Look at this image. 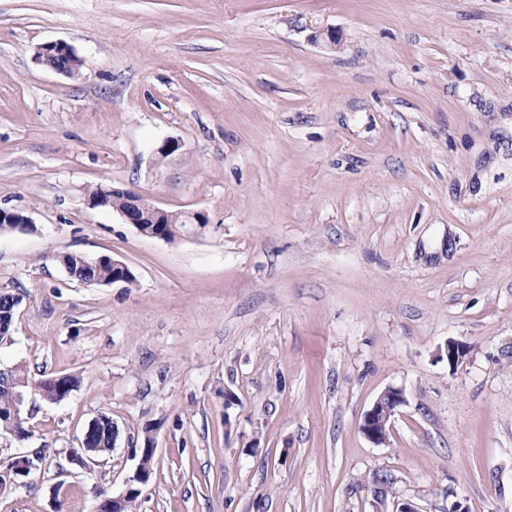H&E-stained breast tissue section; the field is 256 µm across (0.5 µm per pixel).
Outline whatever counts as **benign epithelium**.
Returning a JSON list of instances; mask_svg holds the SVG:
<instances>
[{"label": "benign epithelium", "mask_w": 512, "mask_h": 512, "mask_svg": "<svg viewBox=\"0 0 512 512\" xmlns=\"http://www.w3.org/2000/svg\"><path fill=\"white\" fill-rule=\"evenodd\" d=\"M37 58L42 63L51 67L54 71L65 76H73L79 72L82 59L74 49L64 41H49L37 48ZM122 196V205L114 206V209L129 224H132L142 235L149 238H156L171 241L180 233V228L191 225L203 228L207 224L206 216L197 211L192 212H171L153 205L137 193L119 187H100L95 190V195L88 196L87 204L91 208L104 207L110 196ZM32 219L23 212L15 209L0 208V231L4 230H26L32 227ZM176 225L173 232H168V226ZM469 353V347L462 342L450 341L446 344L445 354L448 366L456 368L462 363ZM406 402L404 392L398 388L389 387L385 389L375 400L371 408L364 414L360 423V431L365 438L374 445L383 444L390 432L392 422L399 407ZM106 419L101 414L88 425V430L83 434L80 446L73 449L71 459L78 465H85V462L102 453L111 452L106 448H90V429L97 423ZM154 447V444H149ZM147 447V448H149ZM147 448L140 449L139 463L134 474L127 480L128 488L121 496H112L102 499L97 512H124L123 507L126 501L133 495L140 492V487L145 486L151 480V468L147 455ZM36 465L27 456L19 457L9 462L5 469L0 471L4 480L0 481V494L9 490L16 479L25 477Z\"/></svg>", "instance_id": "7a95c632"}]
</instances>
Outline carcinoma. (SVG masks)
Here are the masks:
<instances>
[{
	"mask_svg": "<svg viewBox=\"0 0 512 512\" xmlns=\"http://www.w3.org/2000/svg\"><path fill=\"white\" fill-rule=\"evenodd\" d=\"M71 279L91 284L112 282V262L105 261L97 266H91L77 253L69 254L64 259ZM16 314V297L10 294H0V345L11 338V331ZM23 386L26 390L38 389L47 401L58 403L65 399L77 385L78 378L68 374L57 382L53 379H42L38 382L20 375L14 370L0 371V435H8L16 440L29 432L28 414L20 412L15 416L12 409L15 404L14 387ZM90 443L96 448L112 447V432L110 424L101 423L90 436Z\"/></svg>",
	"mask_w": 512,
	"mask_h": 512,
	"instance_id": "carcinoma-1",
	"label": "carcinoma"
}]
</instances>
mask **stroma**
Wrapping results in <instances>:
<instances>
[{
	"label": "stroma",
	"mask_w": 512,
	"mask_h": 512,
	"mask_svg": "<svg viewBox=\"0 0 512 512\" xmlns=\"http://www.w3.org/2000/svg\"><path fill=\"white\" fill-rule=\"evenodd\" d=\"M101 185L208 222L143 236ZM0 207L33 221L0 232V369L79 379L0 437L40 460L0 512H95L148 438L135 512H512V0H0ZM36 54L42 63L65 76L75 75L83 64L74 49L64 41L45 42L38 47ZM50 59H54L53 63L49 62ZM106 257L109 256H100L96 259L84 258L88 263L98 264L104 261ZM111 259L112 262L109 260L100 263L98 266H91L84 262L80 254L73 253L68 254L64 262L72 280L86 284H93V282L112 283V285L118 283L127 284L125 279L130 275V272L132 274L133 272L121 261ZM17 298L10 294H0V345L7 343L11 338V331L16 314ZM405 402L404 392L394 387L385 389L378 396L360 423V431L370 443L381 445L386 441L395 414ZM106 419L105 414H100L96 419H94L89 425L85 433L83 434L81 443L79 448L73 449L71 453V459L78 465L84 466L87 460H93V458L102 455L103 452L109 453L115 446V441L117 437V428L115 423L112 421V432L110 429V424L108 423H100L94 433L90 436L89 434L91 429L97 423ZM113 432L115 434V439L113 440ZM90 439L91 445L95 448H90L87 446V442Z\"/></svg>",
	"instance_id": "1"
}]
</instances>
